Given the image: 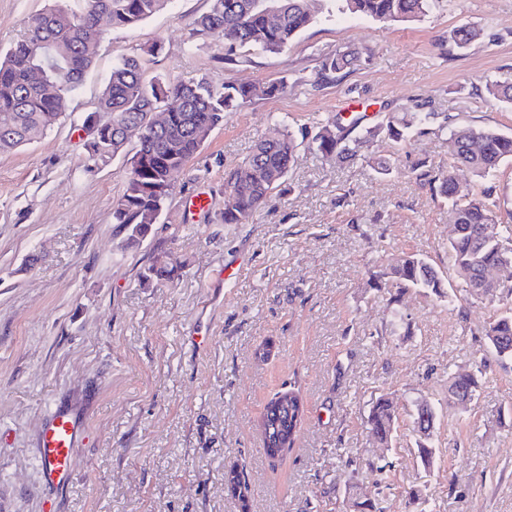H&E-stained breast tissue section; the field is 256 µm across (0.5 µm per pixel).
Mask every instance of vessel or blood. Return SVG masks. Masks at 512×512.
<instances>
[{
  "label": "vessel or blood",
  "instance_id": "1",
  "mask_svg": "<svg viewBox=\"0 0 512 512\" xmlns=\"http://www.w3.org/2000/svg\"><path fill=\"white\" fill-rule=\"evenodd\" d=\"M78 420L69 412L54 411L43 423L39 458L44 480L62 488L70 482L76 454Z\"/></svg>",
  "mask_w": 512,
  "mask_h": 512
}]
</instances>
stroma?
Returning a JSON list of instances; mask_svg holds the SVG:
<instances>
[{"label": "stroma", "mask_w": 512, "mask_h": 512, "mask_svg": "<svg viewBox=\"0 0 512 512\" xmlns=\"http://www.w3.org/2000/svg\"><path fill=\"white\" fill-rule=\"evenodd\" d=\"M48 0H0V50ZM210 0H168L137 26L106 28L95 64L65 95L63 116L22 148L0 155V512H357V478L383 512H512V361L489 359L480 329L497 303L470 296L448 267V209L427 172L448 163L445 138L428 133L396 154L401 175H377L363 157L341 163L306 145L317 126L362 118L372 126L409 101L449 125L512 133V108L487 103L486 78L512 77V0H442L410 23L321 15L284 52L247 54L227 68L213 45L191 40ZM479 29L463 52L448 35ZM145 78L257 85L314 78L319 52L357 60L310 91L257 98L225 118L172 177L173 193L139 246L112 221L134 142L86 171L84 116L121 56L153 42ZM303 140L290 189L246 224H221L224 177L278 119ZM464 191L488 198L512 221V163L489 180L459 170ZM205 194V212L188 205ZM414 253L441 273L448 298L408 291L390 303L375 290L388 258ZM170 279L140 286L155 257ZM234 272L230 283L221 271ZM269 346L265 360L254 353ZM489 365L468 409L448 406V376ZM305 401L295 447L270 461L256 423L287 387ZM398 420L390 470L352 471L368 458L366 424L379 395ZM437 412L432 462L423 464L412 420L418 398ZM78 412L83 429L74 476L44 481L39 435L55 408ZM246 471L245 499L227 488ZM417 498H409V491Z\"/></svg>", "instance_id": "stroma-1"}]
</instances>
